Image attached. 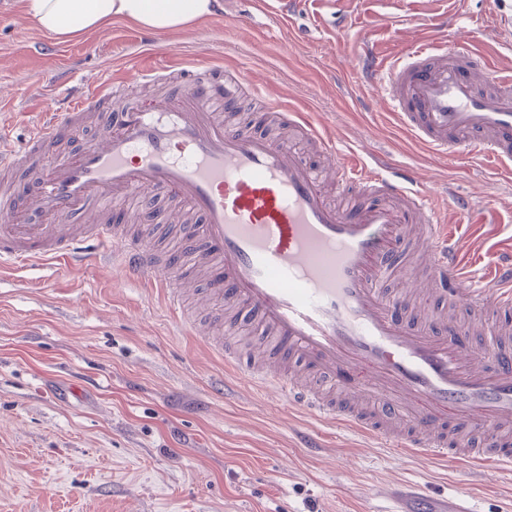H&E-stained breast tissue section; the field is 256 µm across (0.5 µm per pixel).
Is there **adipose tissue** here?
Listing matches in <instances>:
<instances>
[{
	"instance_id": "1",
	"label": "adipose tissue",
	"mask_w": 512,
	"mask_h": 512,
	"mask_svg": "<svg viewBox=\"0 0 512 512\" xmlns=\"http://www.w3.org/2000/svg\"><path fill=\"white\" fill-rule=\"evenodd\" d=\"M217 0H24V12L43 35L66 42L121 20L164 35L209 18Z\"/></svg>"
}]
</instances>
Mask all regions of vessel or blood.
<instances>
[{"instance_id":"obj_1","label":"vessel or blood","mask_w":512,"mask_h":512,"mask_svg":"<svg viewBox=\"0 0 512 512\" xmlns=\"http://www.w3.org/2000/svg\"><path fill=\"white\" fill-rule=\"evenodd\" d=\"M495 70V89L481 79ZM203 60L147 106L135 82L103 75L38 113L23 140L0 127V266L85 264L111 251L127 278L162 296L168 315L252 385L276 386L294 406L404 456L476 470H512V260L480 267L413 170L343 158L307 113L269 91V78ZM364 95L390 105L425 150L479 158L512 172V66L468 42L414 36L383 56L363 47ZM287 117L319 147L327 175L288 145L225 126L240 92ZM100 134L74 144L90 117ZM193 214L180 249L155 245L158 201ZM137 202L139 231L107 205ZM422 228L432 276L467 309L465 322L412 318L391 283L404 274L410 225ZM212 274L222 306L241 305L271 335L264 364L244 363L237 325L196 323L184 287ZM393 512H473L466 496L439 501L411 485L388 488Z\"/></svg>"}]
</instances>
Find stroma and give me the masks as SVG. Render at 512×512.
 Returning <instances> with one entry per match:
<instances>
[{
  "label": "stroma",
  "mask_w": 512,
  "mask_h": 512,
  "mask_svg": "<svg viewBox=\"0 0 512 512\" xmlns=\"http://www.w3.org/2000/svg\"><path fill=\"white\" fill-rule=\"evenodd\" d=\"M296 2L287 18L222 0L237 20L227 29L211 18L156 35L116 21L46 52L22 0H0V123L22 136L63 71L79 84L199 58L218 72L269 73L341 152L370 138L386 163L416 169L427 192L468 197L486 244L506 248L512 175L430 154L356 87L360 43L402 50L408 33L431 29L436 4L405 0L388 18L362 0L343 34L332 0ZM451 2L452 42H491L512 18V0ZM306 428L323 435L317 452L298 445ZM405 482L467 493L477 512H512V471L399 455L226 373L111 258L0 274V512H388L387 488Z\"/></svg>",
  "instance_id": "obj_1"
}]
</instances>
